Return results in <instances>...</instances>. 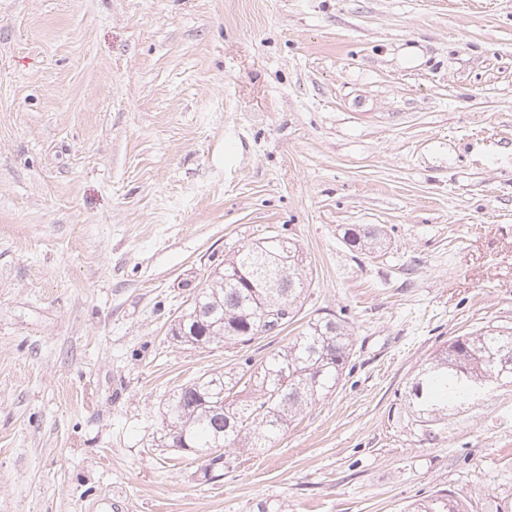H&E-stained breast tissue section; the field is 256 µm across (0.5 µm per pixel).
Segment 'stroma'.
Returning a JSON list of instances; mask_svg holds the SVG:
<instances>
[{
    "mask_svg": "<svg viewBox=\"0 0 512 512\" xmlns=\"http://www.w3.org/2000/svg\"><path fill=\"white\" fill-rule=\"evenodd\" d=\"M380 225L381 251L345 229ZM295 241L336 389L212 482L164 403L234 366L169 328ZM512 327V0H0V512H512V385L425 428L457 336ZM411 512H467L465 504L456 499L455 496L438 491L426 497L419 503L409 505Z\"/></svg>",
    "mask_w": 512,
    "mask_h": 512,
    "instance_id": "obj_1",
    "label": "stroma"
}]
</instances>
